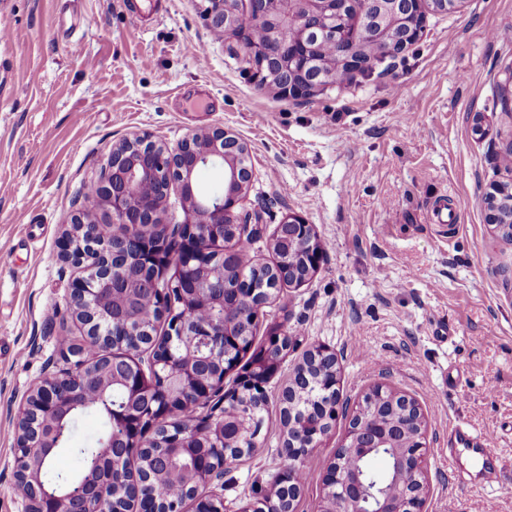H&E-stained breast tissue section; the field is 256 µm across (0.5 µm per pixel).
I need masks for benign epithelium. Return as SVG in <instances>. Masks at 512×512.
<instances>
[{
    "label": "benign epithelium",
    "instance_id": "1",
    "mask_svg": "<svg viewBox=\"0 0 512 512\" xmlns=\"http://www.w3.org/2000/svg\"><path fill=\"white\" fill-rule=\"evenodd\" d=\"M201 15L214 38L237 37L254 77L291 99L310 96L332 85L333 69L345 72V84L375 59L399 55L418 40L423 28L417 6L455 13L462 0H202ZM375 27L374 43L360 51L350 38L347 7ZM263 36L252 35V24ZM224 167V188L199 192L195 175L214 163ZM247 143L222 127L190 131L175 147L144 133L114 145L87 195L124 235L103 233V225L72 216L61 242L63 258L79 270L70 288L71 310L82 328L72 349L74 365L37 382L20 412L13 468L26 500L25 512H126L116 498L132 486L145 499L143 512H229L224 497L203 491L224 475V449L240 456L253 453L257 435L234 426L242 404L254 410L268 405L267 375L277 371L290 351L288 333L273 335L251 371L224 389L236 369L237 351L249 345L264 308L284 287H298L318 269L323 248L314 226L290 213L269 239L274 254L296 253L299 264L281 259L268 265L275 286L263 293L239 289L229 282V268L243 261L240 240L260 233L262 216L238 210L252 178ZM178 189L184 205L181 247L169 248L166 234H138L145 224L163 228L166 203ZM174 268L167 288L156 287L158 269ZM153 294L149 319L126 314L128 301ZM119 324L125 336H147L150 372L124 357H89L94 347L112 350ZM336 353L321 344L310 346L292 378L280 391L284 437L281 455L287 464L269 492L238 512H294L301 484L296 470L319 447L339 415H349L348 429L326 469L321 512H428L426 417L414 397L379 384L354 408L338 388ZM119 390L128 395L123 409L110 415L111 429L95 448L94 464L59 493L43 480L48 448L66 442L67 417ZM221 395L224 408L210 412L197 429L173 426L185 398L208 404ZM380 448L387 450V469L379 474L360 461ZM143 454L144 464L131 472L124 459ZM183 494L162 499L151 489L174 470Z\"/></svg>",
    "mask_w": 512,
    "mask_h": 512
}]
</instances>
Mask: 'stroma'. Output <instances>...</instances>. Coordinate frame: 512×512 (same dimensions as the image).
Segmentation results:
<instances>
[{
	"mask_svg": "<svg viewBox=\"0 0 512 512\" xmlns=\"http://www.w3.org/2000/svg\"><path fill=\"white\" fill-rule=\"evenodd\" d=\"M0 512H24L13 474L18 412L32 384L64 365L79 338L59 254L72 214L113 144L148 132L177 145L220 126L252 151L241 210L264 214L253 254L291 213L324 249L302 287L265 309L256 343L288 332L295 347L267 386L256 450L213 481L229 512L255 501L283 467L276 400L309 346L340 360L339 389L357 402L387 381L428 419L429 512H512V242L487 222L483 197L512 182L492 149L512 141L499 80L512 67V0H464L427 16L419 39L344 88L302 100L255 80L234 37L214 41L200 0H0ZM81 50L71 53L69 42ZM487 435L485 473L455 426ZM348 421L303 462L295 512H319L322 476ZM102 429L75 424L54 461Z\"/></svg>",
	"mask_w": 512,
	"mask_h": 512,
	"instance_id": "1",
	"label": "stroma"
}]
</instances>
